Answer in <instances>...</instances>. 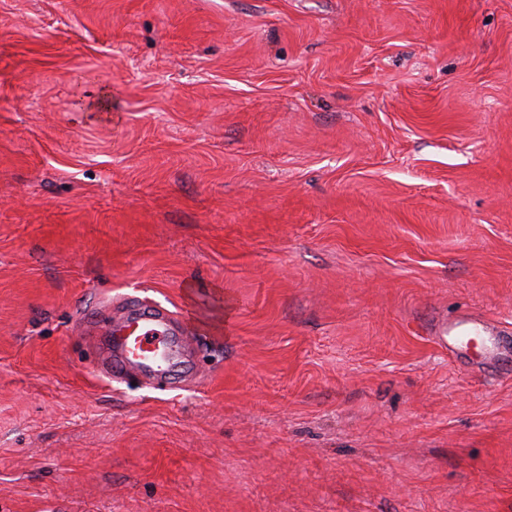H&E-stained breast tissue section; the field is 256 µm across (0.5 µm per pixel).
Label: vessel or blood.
I'll use <instances>...</instances> for the list:
<instances>
[{
  "mask_svg": "<svg viewBox=\"0 0 512 512\" xmlns=\"http://www.w3.org/2000/svg\"><path fill=\"white\" fill-rule=\"evenodd\" d=\"M433 337L440 348L455 356L471 343L480 344L483 362L489 366L500 361L504 350L492 322L477 313L437 320ZM99 353L111 372L135 367L146 377L171 382L184 364L182 341L175 333L173 317L148 306L117 323L108 341L100 344Z\"/></svg>",
  "mask_w": 512,
  "mask_h": 512,
  "instance_id": "1",
  "label": "vessel or blood"
}]
</instances>
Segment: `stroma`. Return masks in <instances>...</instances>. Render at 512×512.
<instances>
[{
    "mask_svg": "<svg viewBox=\"0 0 512 512\" xmlns=\"http://www.w3.org/2000/svg\"><path fill=\"white\" fill-rule=\"evenodd\" d=\"M129 298L196 373L114 380ZM512 0H0V512H512ZM433 337L436 344L448 353L458 356L470 343H478L483 350V365H496L501 360L502 345L491 321L481 314L468 313L456 319H438Z\"/></svg>",
    "mask_w": 512,
    "mask_h": 512,
    "instance_id": "obj_1",
    "label": "stroma"
}]
</instances>
